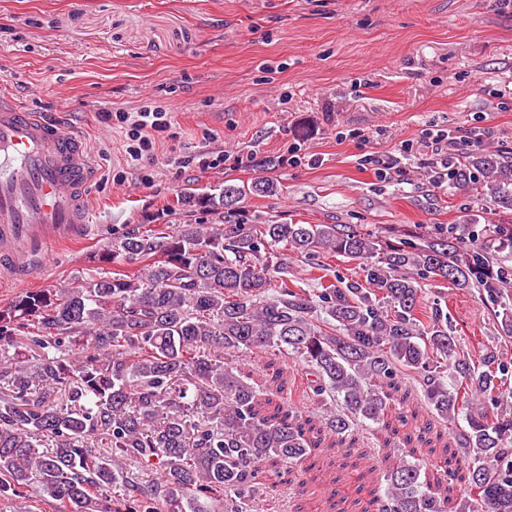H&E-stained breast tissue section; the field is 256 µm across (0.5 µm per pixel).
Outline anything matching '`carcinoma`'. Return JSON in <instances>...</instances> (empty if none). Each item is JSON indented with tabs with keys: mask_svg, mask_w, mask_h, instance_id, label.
Instances as JSON below:
<instances>
[{
	"mask_svg": "<svg viewBox=\"0 0 512 512\" xmlns=\"http://www.w3.org/2000/svg\"><path fill=\"white\" fill-rule=\"evenodd\" d=\"M477 186L498 220L391 237L358 224H236L245 189L183 198L210 224L133 232L112 242L102 267L64 288L26 291L0 310V501L32 494L54 512H248L263 467L299 466L319 448L310 419L224 366L256 349L303 362L324 419L342 448L355 427H390L399 379L414 378L429 412L455 427L469 495L456 512H512V414L484 405L512 397V359L458 350L448 315L424 298L429 282L476 288L502 308L498 267L512 251V159L476 150L452 186ZM355 261L365 283L288 278V254ZM134 464L156 472L143 480ZM418 463L402 455L384 472L371 512H447ZM121 488L118 495L112 489Z\"/></svg>",
	"mask_w": 512,
	"mask_h": 512,
	"instance_id": "cac0c4a2",
	"label": "carcinoma"
}]
</instances>
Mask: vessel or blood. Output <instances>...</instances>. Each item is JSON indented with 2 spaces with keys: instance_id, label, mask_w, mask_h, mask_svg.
Listing matches in <instances>:
<instances>
[{
  "instance_id": "1",
  "label": "vessel or blood",
  "mask_w": 512,
  "mask_h": 512,
  "mask_svg": "<svg viewBox=\"0 0 512 512\" xmlns=\"http://www.w3.org/2000/svg\"><path fill=\"white\" fill-rule=\"evenodd\" d=\"M96 171L81 135L59 118L0 95V259L81 232Z\"/></svg>"
}]
</instances>
